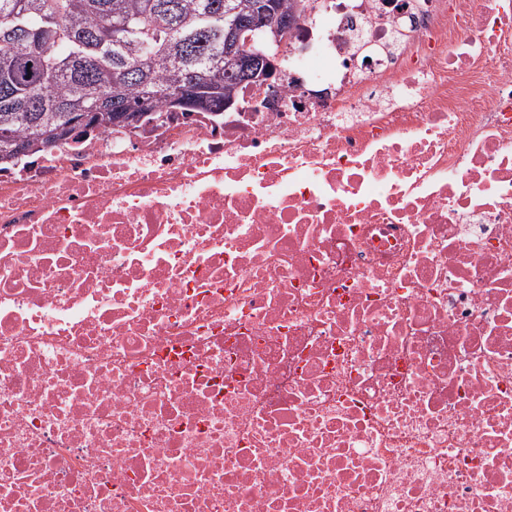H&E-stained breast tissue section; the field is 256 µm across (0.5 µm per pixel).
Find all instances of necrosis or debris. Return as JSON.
Segmentation results:
<instances>
[{
  "label": "necrosis or debris",
  "instance_id": "1",
  "mask_svg": "<svg viewBox=\"0 0 512 512\" xmlns=\"http://www.w3.org/2000/svg\"><path fill=\"white\" fill-rule=\"evenodd\" d=\"M287 54L0 169V512H512V0Z\"/></svg>",
  "mask_w": 512,
  "mask_h": 512
}]
</instances>
